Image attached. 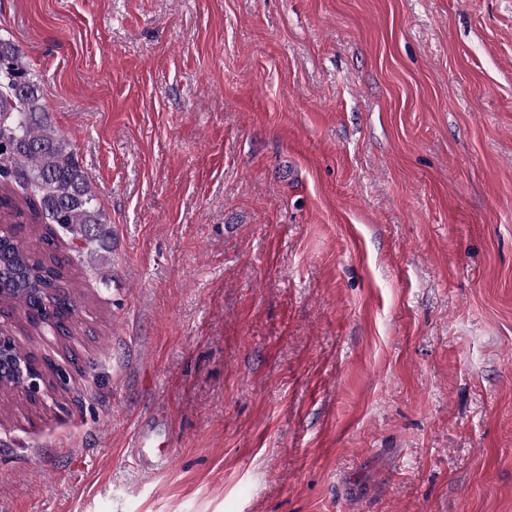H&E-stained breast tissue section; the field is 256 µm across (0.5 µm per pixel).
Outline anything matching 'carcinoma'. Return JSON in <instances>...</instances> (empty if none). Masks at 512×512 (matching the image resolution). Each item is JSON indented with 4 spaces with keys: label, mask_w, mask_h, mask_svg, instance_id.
I'll list each match as a JSON object with an SVG mask.
<instances>
[{
    "label": "carcinoma",
    "mask_w": 512,
    "mask_h": 512,
    "mask_svg": "<svg viewBox=\"0 0 512 512\" xmlns=\"http://www.w3.org/2000/svg\"><path fill=\"white\" fill-rule=\"evenodd\" d=\"M43 88L18 45L0 38V304L70 299L68 266L50 252L33 254L19 239L25 224H55L86 247H106L91 177L69 141L51 125Z\"/></svg>",
    "instance_id": "1"
}]
</instances>
